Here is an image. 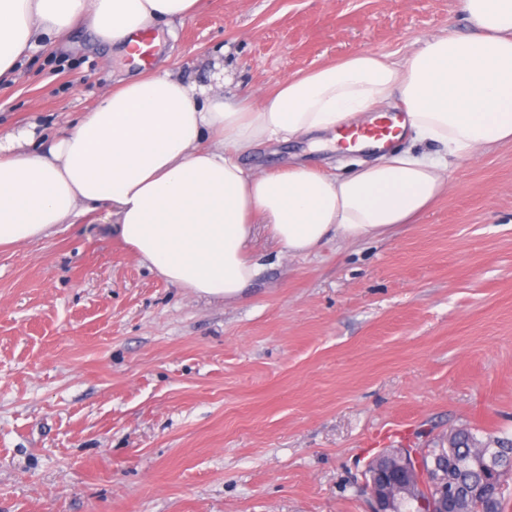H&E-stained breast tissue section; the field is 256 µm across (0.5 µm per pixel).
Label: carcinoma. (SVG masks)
I'll list each match as a JSON object with an SVG mask.
<instances>
[{"instance_id": "carcinoma-1", "label": "carcinoma", "mask_w": 512, "mask_h": 512, "mask_svg": "<svg viewBox=\"0 0 512 512\" xmlns=\"http://www.w3.org/2000/svg\"><path fill=\"white\" fill-rule=\"evenodd\" d=\"M403 452L405 449L397 448L373 459L365 472L366 483L393 479L389 466L403 464ZM417 452L427 454L430 461L444 470L448 481L464 491L449 512H504L506 488L500 484L489 496L486 487L497 473L504 469L512 471V439L494 438L484 443L472 428L462 426ZM394 495L397 499L394 512H427L420 506L427 495L418 483L416 471L408 472L406 482L395 488Z\"/></svg>"}]
</instances>
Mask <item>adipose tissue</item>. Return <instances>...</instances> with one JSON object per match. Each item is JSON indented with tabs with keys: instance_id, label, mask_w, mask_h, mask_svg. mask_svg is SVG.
Instances as JSON below:
<instances>
[{
	"instance_id": "1",
	"label": "adipose tissue",
	"mask_w": 512,
	"mask_h": 512,
	"mask_svg": "<svg viewBox=\"0 0 512 512\" xmlns=\"http://www.w3.org/2000/svg\"><path fill=\"white\" fill-rule=\"evenodd\" d=\"M200 0H0V83L33 37L90 22L102 43L129 48ZM471 34L433 35L394 60L360 51L278 84L273 95L224 100L146 72L104 93L74 129L31 151L29 131L0 137V246L17 245L103 208L120 239L169 283L237 299L256 274L248 243L264 225L284 254L307 256L329 237L356 244L413 223L446 186L448 161L512 142V0H460ZM415 140L390 146L346 177L293 160L269 171L238 158L265 142L336 143L368 125L390 97Z\"/></svg>"
}]
</instances>
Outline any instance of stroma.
<instances>
[{
  "label": "stroma",
  "instance_id": "obj_1",
  "mask_svg": "<svg viewBox=\"0 0 512 512\" xmlns=\"http://www.w3.org/2000/svg\"><path fill=\"white\" fill-rule=\"evenodd\" d=\"M469 33L459 0H202L155 62L227 101L359 51ZM128 56L78 28L0 85V134L71 131ZM341 176L357 151L270 143ZM418 223L284 256L232 302L163 280L105 211L0 247V512H370L368 462L467 425L512 437V143L451 160Z\"/></svg>",
  "mask_w": 512,
  "mask_h": 512
}]
</instances>
